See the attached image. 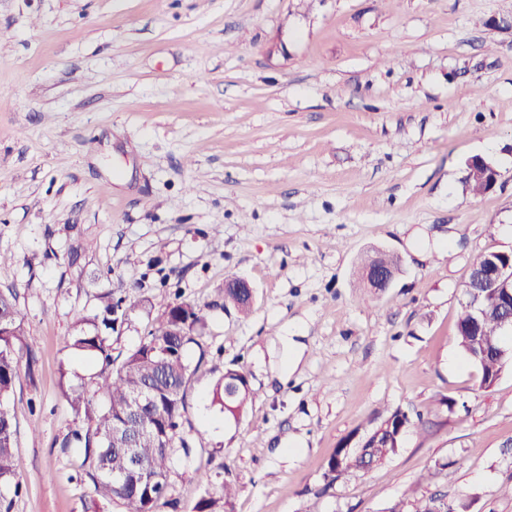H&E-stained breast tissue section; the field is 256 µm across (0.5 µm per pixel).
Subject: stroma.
<instances>
[{"label":"stroma","instance_id":"35a3bbf8","mask_svg":"<svg viewBox=\"0 0 512 512\" xmlns=\"http://www.w3.org/2000/svg\"><path fill=\"white\" fill-rule=\"evenodd\" d=\"M495 17L512 0H0V290L33 349L0 512L94 510L61 382L103 401L66 339L106 291L129 310L117 354L167 304L207 309L186 349L191 456L159 512H188L199 468L233 482L232 512H386L415 487L512 512V365L482 387L455 340L473 256L512 251ZM477 154L501 179L475 197ZM379 250L401 270L368 297L360 260ZM234 277L248 313L224 302ZM238 367L255 398L228 423L210 395ZM397 409L425 428L327 483L336 448Z\"/></svg>","mask_w":512,"mask_h":512}]
</instances>
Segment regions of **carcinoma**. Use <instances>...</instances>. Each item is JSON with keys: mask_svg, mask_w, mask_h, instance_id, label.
I'll return each mask as SVG.
<instances>
[{"mask_svg": "<svg viewBox=\"0 0 512 512\" xmlns=\"http://www.w3.org/2000/svg\"><path fill=\"white\" fill-rule=\"evenodd\" d=\"M463 183L474 195L488 192L495 180L492 162L474 155L465 162ZM494 292L477 286L461 304L456 341L466 361L480 373L481 385L493 386L512 353L500 357L505 329L500 327L493 305ZM121 300L106 292L100 296V309L76 320L68 347L90 353L102 364L101 407L93 405L84 386L70 385L64 391L73 413L86 421V427L73 432V439L84 449V463L93 484L94 502H119L124 512H157L166 496L168 476L175 464L190 457L185 441H176V429L187 411L186 387L190 363L188 345H200V330L206 322L205 307L190 303H170L167 317L149 331L140 344L125 355H112L108 336L128 321L119 310ZM31 353L23 319L13 293L0 291V484H10L19 476L20 464L14 454L17 436L15 416L7 406L19 378L21 352ZM150 390L152 405L145 419L144 433L136 447H124L126 420L136 394ZM253 399L248 373L244 368L228 369L215 382L211 407L228 420H237ZM411 425L408 414L394 410L380 424L364 433L358 446L361 452H346L348 444L328 460L325 477L334 481L336 472L368 470L395 455L402 437ZM206 486L202 496L188 512H228L233 487L226 481L216 491L212 475L197 473ZM438 506L434 496L413 489L387 512H432Z\"/></svg>", "mask_w": 512, "mask_h": 512, "instance_id": "carcinoma-1", "label": "carcinoma"}]
</instances>
